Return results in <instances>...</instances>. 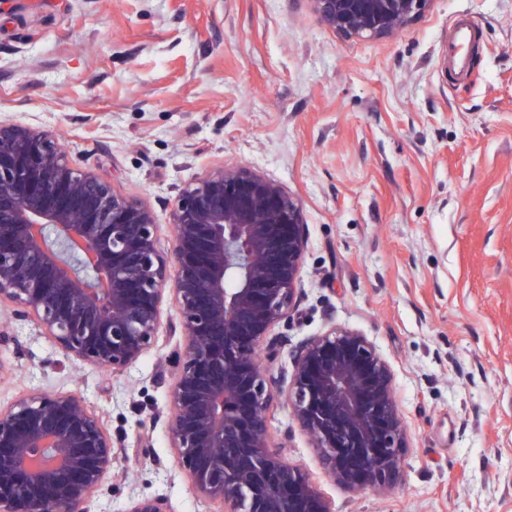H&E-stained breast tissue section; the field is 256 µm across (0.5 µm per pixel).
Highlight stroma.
Returning <instances> with one entry per match:
<instances>
[{"label":"stroma","mask_w":512,"mask_h":512,"mask_svg":"<svg viewBox=\"0 0 512 512\" xmlns=\"http://www.w3.org/2000/svg\"><path fill=\"white\" fill-rule=\"evenodd\" d=\"M460 16L478 33L464 80L444 61ZM0 120L50 133L150 207L168 252L184 183L224 165L281 184L307 237L282 331L298 342L336 326L373 342L407 446L390 488L353 490L283 398L267 412L272 446L333 512H512V0H433L371 38L328 28L308 0H7ZM177 316L165 295L154 345L115 375L0 308V407L79 394L117 448L89 512L144 497L218 508L168 434L173 378L160 370L182 345L165 327Z\"/></svg>","instance_id":"1"}]
</instances>
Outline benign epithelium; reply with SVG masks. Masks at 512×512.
Instances as JSON below:
<instances>
[{
	"label": "benign epithelium",
	"instance_id": "7a95c632",
	"mask_svg": "<svg viewBox=\"0 0 512 512\" xmlns=\"http://www.w3.org/2000/svg\"><path fill=\"white\" fill-rule=\"evenodd\" d=\"M349 37L393 33L433 0H309ZM175 247L153 211L75 165L47 133L0 121V304L63 352L114 373L155 342L170 287L184 338L168 430L182 469L223 512H332L308 475L272 448L266 411L284 396L327 472L384 490L406 430L391 370L364 336L332 328L291 344L275 333L302 295L303 207L246 167H218L178 189ZM290 349L293 370L270 368ZM114 445L81 397L37 392L0 409V512H88ZM130 512H167L142 498Z\"/></svg>",
	"mask_w": 512,
	"mask_h": 512
}]
</instances>
